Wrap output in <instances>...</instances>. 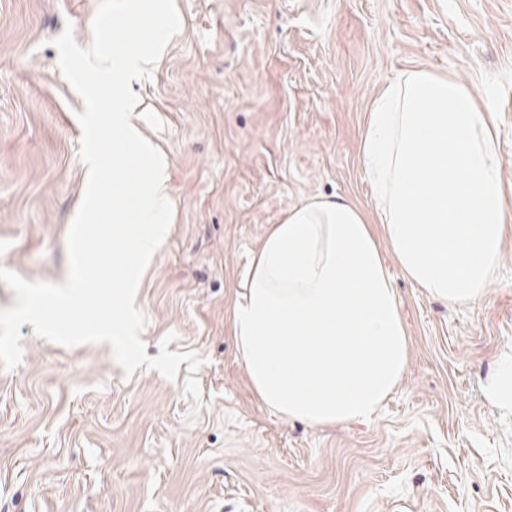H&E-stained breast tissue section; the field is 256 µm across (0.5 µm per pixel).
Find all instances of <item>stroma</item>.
Here are the masks:
<instances>
[{
	"mask_svg": "<svg viewBox=\"0 0 512 512\" xmlns=\"http://www.w3.org/2000/svg\"><path fill=\"white\" fill-rule=\"evenodd\" d=\"M99 0H0V267L68 275L84 192V102L51 44L93 41ZM180 33L134 82L169 164L173 215L136 305L148 356L197 373L125 376L109 344L20 328L0 367V512H512V241L475 306L434 301L389 264L411 348L368 422H287L254 395L231 335L234 292L268 225L319 196L371 208L360 144L373 100L410 67L497 114L512 194V0H176ZM176 341L165 343L168 333Z\"/></svg>",
	"mask_w": 512,
	"mask_h": 512,
	"instance_id": "obj_1",
	"label": "stroma"
}]
</instances>
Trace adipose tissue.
<instances>
[{"mask_svg":"<svg viewBox=\"0 0 512 512\" xmlns=\"http://www.w3.org/2000/svg\"><path fill=\"white\" fill-rule=\"evenodd\" d=\"M496 114L453 78L401 71L375 98L361 142L377 223L343 197L270 225L231 310L258 399L288 421H367L397 388L410 338L385 258L429 297L483 301L512 207Z\"/></svg>","mask_w":512,"mask_h":512,"instance_id":"obj_1","label":"adipose tissue"}]
</instances>
